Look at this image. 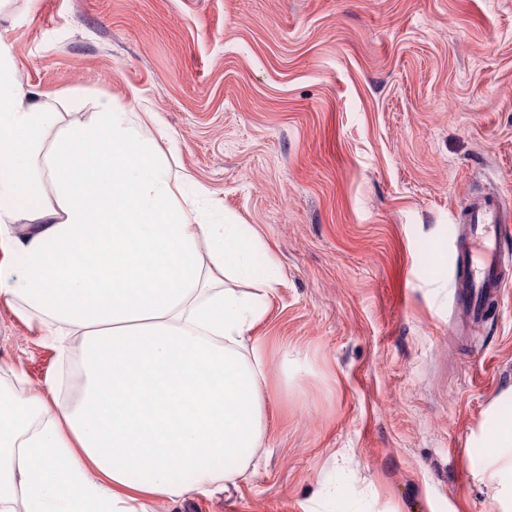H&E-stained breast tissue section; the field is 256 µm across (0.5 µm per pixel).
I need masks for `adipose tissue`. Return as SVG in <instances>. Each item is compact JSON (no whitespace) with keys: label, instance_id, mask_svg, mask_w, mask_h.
I'll return each instance as SVG.
<instances>
[{"label":"adipose tissue","instance_id":"obj_1","mask_svg":"<svg viewBox=\"0 0 512 512\" xmlns=\"http://www.w3.org/2000/svg\"><path fill=\"white\" fill-rule=\"evenodd\" d=\"M154 112L64 125L0 49V303L24 311L59 354L77 353L74 399L0 386V512H146L244 477L271 412L252 330L274 261L246 224L183 205L155 147ZM51 181L53 196L42 193ZM255 281L259 292L226 287ZM481 447L512 507V390Z\"/></svg>","mask_w":512,"mask_h":512}]
</instances>
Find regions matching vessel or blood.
Returning <instances> with one entry per match:
<instances>
[{"instance_id":"b4317fda","label":"vessel or blood","mask_w":512,"mask_h":512,"mask_svg":"<svg viewBox=\"0 0 512 512\" xmlns=\"http://www.w3.org/2000/svg\"><path fill=\"white\" fill-rule=\"evenodd\" d=\"M501 198L485 193L472 198L456 228L458 242L454 302L468 323L483 321L488 304L512 285L501 244L511 232L505 224Z\"/></svg>"}]
</instances>
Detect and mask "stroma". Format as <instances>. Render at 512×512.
I'll return each instance as SVG.
<instances>
[{"label": "stroma", "mask_w": 512, "mask_h": 512, "mask_svg": "<svg viewBox=\"0 0 512 512\" xmlns=\"http://www.w3.org/2000/svg\"><path fill=\"white\" fill-rule=\"evenodd\" d=\"M0 45L62 122L158 113L172 171L276 262L264 448L148 512H504L477 439L512 288L463 332L451 281L468 199L512 212V0H0ZM0 367L59 372L2 305Z\"/></svg>", "instance_id": "1"}]
</instances>
